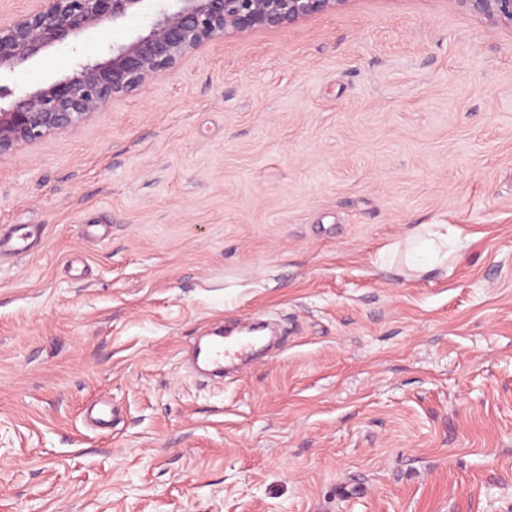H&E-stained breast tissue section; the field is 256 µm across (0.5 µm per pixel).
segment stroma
I'll return each mask as SVG.
<instances>
[{
    "label": "stroma",
    "mask_w": 512,
    "mask_h": 512,
    "mask_svg": "<svg viewBox=\"0 0 512 512\" xmlns=\"http://www.w3.org/2000/svg\"><path fill=\"white\" fill-rule=\"evenodd\" d=\"M445 222L447 266L402 274L407 231ZM20 230L0 512H512V29L456 0H349L226 35L0 156V235ZM250 316L278 343L199 375V336Z\"/></svg>",
    "instance_id": "1"
}]
</instances>
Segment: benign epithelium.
Instances as JSON below:
<instances>
[{
  "mask_svg": "<svg viewBox=\"0 0 512 512\" xmlns=\"http://www.w3.org/2000/svg\"><path fill=\"white\" fill-rule=\"evenodd\" d=\"M348 0H41L0 23V74H12L44 50L134 11L151 13L149 28L112 44L96 60L0 106V156L52 133L74 129L111 102L173 72L189 53L228 32L280 28L336 11ZM474 15L512 28V0H456Z\"/></svg>",
  "mask_w": 512,
  "mask_h": 512,
  "instance_id": "7a95c632",
  "label": "benign epithelium"
}]
</instances>
